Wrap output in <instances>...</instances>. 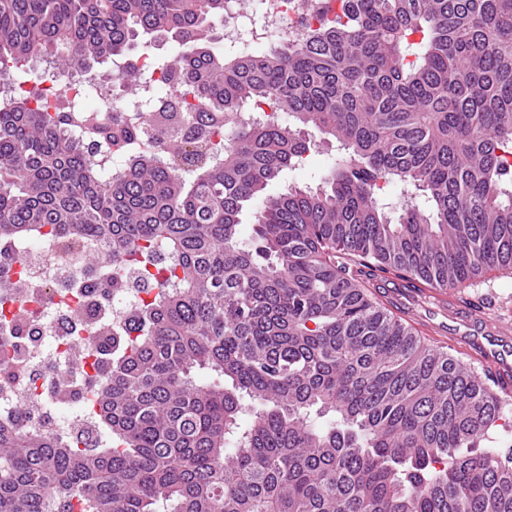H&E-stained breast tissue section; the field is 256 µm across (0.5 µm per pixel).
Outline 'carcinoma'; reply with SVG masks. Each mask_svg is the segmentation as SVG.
<instances>
[{
    "mask_svg": "<svg viewBox=\"0 0 512 512\" xmlns=\"http://www.w3.org/2000/svg\"><path fill=\"white\" fill-rule=\"evenodd\" d=\"M228 2L0 0V80L33 82L0 107V281L50 237L143 293L89 355L101 440L0 419V512H512L480 447L512 399L376 284L512 275V0H310L260 53ZM115 59L121 96L69 99L58 65ZM156 74L190 135L145 152ZM311 130L322 185L270 191Z\"/></svg>",
    "mask_w": 512,
    "mask_h": 512,
    "instance_id": "carcinoma-1",
    "label": "carcinoma"
}]
</instances>
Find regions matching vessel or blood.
<instances>
[{
    "instance_id": "obj_1",
    "label": "vessel or blood",
    "mask_w": 512,
    "mask_h": 512,
    "mask_svg": "<svg viewBox=\"0 0 512 512\" xmlns=\"http://www.w3.org/2000/svg\"><path fill=\"white\" fill-rule=\"evenodd\" d=\"M388 297L395 308L415 319L429 302L447 313V322L426 323V330L449 335L453 347L474 355L482 368L492 372L503 391L512 393V319L489 320L480 311L459 304L447 291L429 290L415 282L395 283Z\"/></svg>"
}]
</instances>
